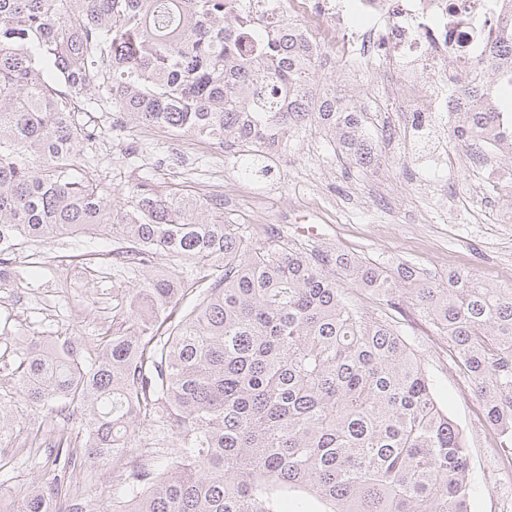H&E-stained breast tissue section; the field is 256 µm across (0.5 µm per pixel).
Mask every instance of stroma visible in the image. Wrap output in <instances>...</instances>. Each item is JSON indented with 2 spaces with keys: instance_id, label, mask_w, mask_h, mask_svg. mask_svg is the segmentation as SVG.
<instances>
[{
  "instance_id": "stroma-1",
  "label": "stroma",
  "mask_w": 512,
  "mask_h": 512,
  "mask_svg": "<svg viewBox=\"0 0 512 512\" xmlns=\"http://www.w3.org/2000/svg\"><path fill=\"white\" fill-rule=\"evenodd\" d=\"M100 130L86 144L111 187L114 206L125 205L135 181L159 191L191 189L224 199V214L265 233L280 229L299 239L303 227L315 228L314 243L396 265L406 263L440 276L466 268L490 286L512 287V266L496 256L512 253V223L497 220L502 198H483L469 177L467 146L445 135L442 155H412L400 140L383 141V157L367 168L339 162L314 126L296 134L276 155L266 175L240 177L231 155L190 138L128 123L121 137L112 134V116L96 115ZM116 240L100 235L59 237L18 251L19 279L0 286V353L15 349L19 337H74L96 349L112 327V309L138 287V276L96 263ZM400 329L420 354L436 383L441 407L460 426L471 453L479 491L471 512H503L512 499V476L505 474L499 437L482 415V403L452 362L443 341L408 311ZM12 420L0 433V506L9 508L34 486L53 484L57 469L49 455L54 434L73 435L79 408L46 421L41 410L22 401L11 406ZM72 476L71 496L87 512H110L111 463L87 460Z\"/></svg>"
}]
</instances>
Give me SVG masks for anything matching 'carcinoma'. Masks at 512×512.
I'll return each mask as SVG.
<instances>
[{"label": "carcinoma", "mask_w": 512, "mask_h": 512, "mask_svg": "<svg viewBox=\"0 0 512 512\" xmlns=\"http://www.w3.org/2000/svg\"><path fill=\"white\" fill-rule=\"evenodd\" d=\"M247 0H0V284L18 247L111 236L112 265L146 277L91 354L78 340L16 349L12 395L82 410L88 458L134 465L112 512H470L463 431L398 328L433 326L485 419L512 442V288L466 269L444 280L347 252L261 236L224 200L144 183L121 208L88 159L101 108L233 154L250 179L306 124L336 156H379L364 110L314 82L318 51L273 31ZM506 77L453 89L448 130L512 155V28L486 49ZM369 296L365 302L361 295ZM60 441L55 465L77 456ZM17 512H47L44 488Z\"/></svg>", "instance_id": "cac0c4a2"}]
</instances>
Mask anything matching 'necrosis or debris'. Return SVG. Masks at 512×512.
Instances as JSON below:
<instances>
[{
    "mask_svg": "<svg viewBox=\"0 0 512 512\" xmlns=\"http://www.w3.org/2000/svg\"><path fill=\"white\" fill-rule=\"evenodd\" d=\"M258 16L303 15V38L327 52L322 63L363 60L380 68L386 92L407 121L408 148L447 130L448 91L484 79L488 42L512 17L507 0H252ZM433 73L430 89L415 81Z\"/></svg>",
    "mask_w": 512,
    "mask_h": 512,
    "instance_id": "necrosis-or-debris-1",
    "label": "necrosis or debris"
}]
</instances>
